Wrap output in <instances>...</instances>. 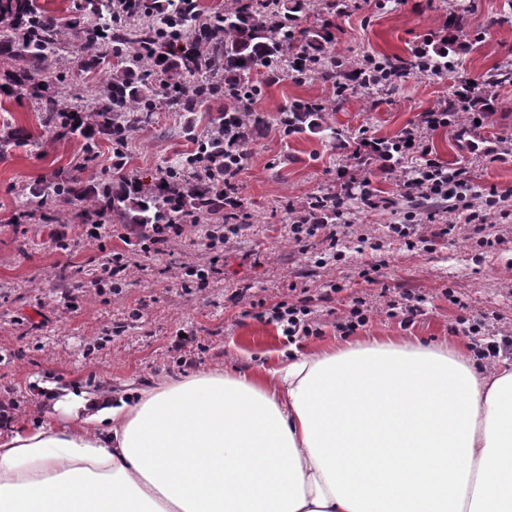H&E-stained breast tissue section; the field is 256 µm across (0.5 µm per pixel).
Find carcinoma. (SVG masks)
Here are the masks:
<instances>
[{
	"label": "carcinoma",
	"instance_id": "cac0c4a2",
	"mask_svg": "<svg viewBox=\"0 0 512 512\" xmlns=\"http://www.w3.org/2000/svg\"><path fill=\"white\" fill-rule=\"evenodd\" d=\"M341 0H321L315 21L302 29L292 24L288 0H238L223 14L202 8L198 0H84L81 16L69 24L63 39L58 19L33 0H0V57L22 62L14 85L40 102L43 124L62 137H81L87 153L99 141L111 144V173L90 187L68 173L52 183L38 184L32 194L53 203L42 214L48 224L58 215L74 214L86 224L83 202L91 199L104 219L139 229H161L163 224H197L211 216L214 232L230 223L224 217V178L211 173L202 178L194 170L224 168L218 133L232 122L234 112H252L260 92L259 75L273 77L281 69L305 75L314 72L340 96L338 62L326 57L323 44L333 41V15ZM86 28L104 31L99 44L85 51L78 34ZM81 53V70H111L98 86L74 84L67 96L47 94L66 74L52 66L63 51ZM486 83L512 86V65H500ZM224 100V108L207 112L205 130L196 150L176 164L160 167L149 180L125 172L134 134L153 122L164 105L195 112L207 101ZM324 107L297 99L283 108L280 123L294 133L318 127L313 118Z\"/></svg>",
	"mask_w": 512,
	"mask_h": 512
}]
</instances>
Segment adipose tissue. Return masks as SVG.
<instances>
[{
  "label": "adipose tissue",
  "instance_id": "1",
  "mask_svg": "<svg viewBox=\"0 0 512 512\" xmlns=\"http://www.w3.org/2000/svg\"><path fill=\"white\" fill-rule=\"evenodd\" d=\"M0 435V512H512V362L391 337L68 393Z\"/></svg>",
  "mask_w": 512,
  "mask_h": 512
}]
</instances>
